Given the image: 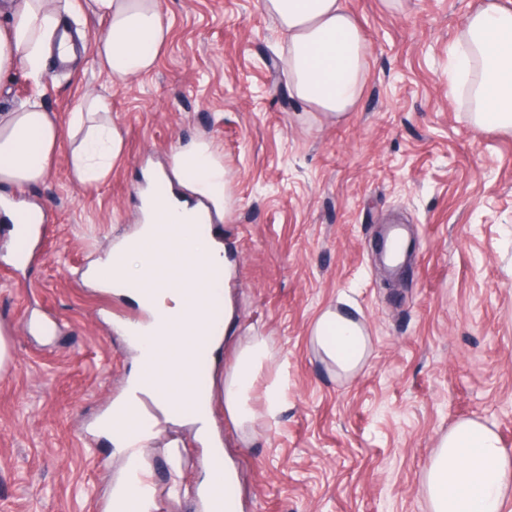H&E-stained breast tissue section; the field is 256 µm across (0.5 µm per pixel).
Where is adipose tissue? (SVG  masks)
Here are the masks:
<instances>
[{"instance_id": "1", "label": "adipose tissue", "mask_w": 512, "mask_h": 512, "mask_svg": "<svg viewBox=\"0 0 512 512\" xmlns=\"http://www.w3.org/2000/svg\"><path fill=\"white\" fill-rule=\"evenodd\" d=\"M288 35V75L294 96L312 110L341 120L355 110L367 81V45L359 19L344 0H263ZM91 15L106 23L92 45L76 38L60 19L61 11ZM10 24L0 29V76L23 67L35 82L47 76L46 61L75 62L92 49L113 80L125 81L152 71L159 51L171 36L158 0H11ZM455 68H479L468 120L474 127L512 131V9L499 0H483L460 29ZM70 141L68 162L79 183L103 180L121 156L124 138L112 120L108 96L89 94L68 122H61L42 101L27 99L0 113V182H43L63 141ZM176 177L206 199L216 215L227 210L226 171L221 156L204 137L179 145L170 157ZM149 215L120 239L86 275L98 284L131 278L140 285L133 299L146 319L137 345V367L122 399L135 412L139 395L151 397L174 423L196 426L209 435L206 409L214 401L241 434L256 419L274 423L281 411L286 374H278L264 391L263 405L254 392L271 361L268 341L246 337L233 359L213 369L211 387L197 395L191 367L199 337L217 352L233 339L235 309L230 281L236 263L213 240L192 231L196 205L176 196L144 198ZM224 307V327L209 325L212 304ZM311 341L321 361L336 377L351 378L365 366L370 337L364 323L340 309H326L316 319ZM423 491L430 512H512V452L503 448L496 430L463 419L443 434L429 458Z\"/></svg>"}]
</instances>
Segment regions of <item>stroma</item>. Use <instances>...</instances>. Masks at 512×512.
Wrapping results in <instances>:
<instances>
[{
	"instance_id": "obj_1",
	"label": "stroma",
	"mask_w": 512,
	"mask_h": 512,
	"mask_svg": "<svg viewBox=\"0 0 512 512\" xmlns=\"http://www.w3.org/2000/svg\"><path fill=\"white\" fill-rule=\"evenodd\" d=\"M480 0H345L369 49L364 94L342 122L295 98L282 35L261 0H159L171 37L148 74L113 81L92 54L44 82L16 73L0 108L30 97L68 120L104 90L125 150L94 185L59 153L34 187L0 186V512H107L125 457L94 427L123 391L132 354L113 322L143 320L127 292L79 277L138 222L145 170L204 135L224 158L230 205L210 232L237 259L242 334L265 336L264 368L288 371L274 424L222 433L240 512H429L425 464L461 419L512 451V134L472 127L449 95L451 49ZM414 253L394 285L378 262L384 225ZM371 336L355 378L312 348L326 308ZM141 411L159 436L152 512H202L203 447Z\"/></svg>"
}]
</instances>
